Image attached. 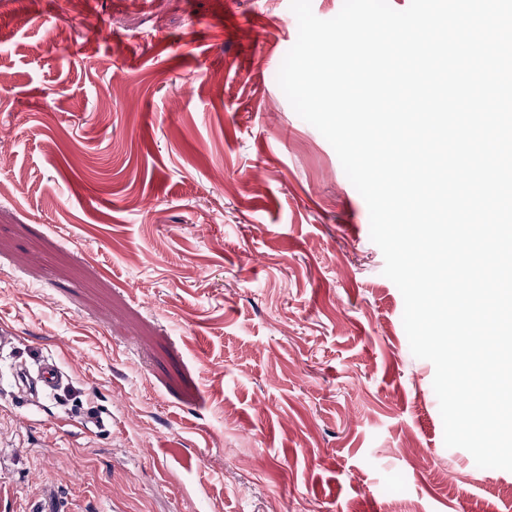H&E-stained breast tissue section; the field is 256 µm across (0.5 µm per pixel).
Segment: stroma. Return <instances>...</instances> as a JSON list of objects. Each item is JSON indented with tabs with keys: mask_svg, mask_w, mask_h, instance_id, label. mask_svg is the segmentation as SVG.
Here are the masks:
<instances>
[{
	"mask_svg": "<svg viewBox=\"0 0 512 512\" xmlns=\"http://www.w3.org/2000/svg\"><path fill=\"white\" fill-rule=\"evenodd\" d=\"M289 2L0 0V512H512L277 83ZM64 377V372L52 357L42 358L34 374L27 368H21L16 372L18 389L36 396L54 394L63 385Z\"/></svg>",
	"mask_w": 512,
	"mask_h": 512,
	"instance_id": "35a3bbf8",
	"label": "stroma"
}]
</instances>
